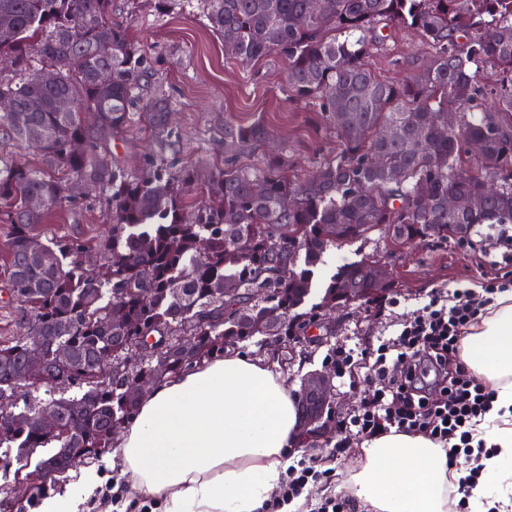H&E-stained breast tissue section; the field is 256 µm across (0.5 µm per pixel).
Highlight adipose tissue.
Returning a JSON list of instances; mask_svg holds the SVG:
<instances>
[{
  "label": "adipose tissue",
  "instance_id": "ef3b65f1",
  "mask_svg": "<svg viewBox=\"0 0 512 512\" xmlns=\"http://www.w3.org/2000/svg\"><path fill=\"white\" fill-rule=\"evenodd\" d=\"M460 361L497 392L477 431L496 451L484 458V481L467 507L512 512V291L498 294L481 316ZM298 429L294 397L281 376L234 352L150 387L117 451L132 487L160 512H260L281 484ZM458 476L442 445L393 432L363 444L344 488L369 512H448V489ZM99 481L97 470L80 469L36 512H78Z\"/></svg>",
  "mask_w": 512,
  "mask_h": 512
}]
</instances>
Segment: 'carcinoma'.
<instances>
[{
  "instance_id": "1",
  "label": "carcinoma",
  "mask_w": 512,
  "mask_h": 512,
  "mask_svg": "<svg viewBox=\"0 0 512 512\" xmlns=\"http://www.w3.org/2000/svg\"><path fill=\"white\" fill-rule=\"evenodd\" d=\"M197 5L240 63L273 54L285 62L287 97L333 121L340 151L306 174L279 157L253 167L233 157L206 173L179 164L168 95L114 0H0V58L11 62L0 96L16 106L0 112V133L35 146L44 166L0 155L3 284L20 330L0 341V468L13 475L0 484V507L27 512L61 488L76 460L108 453L112 428L135 413V386L174 379L253 336L288 345L305 326L298 309L311 268L329 248L379 229L408 246L446 241L457 224H512V124L495 116L512 112V0H155L161 13ZM390 27L433 50L401 83L369 66ZM46 67L53 85L42 80ZM487 68L502 76L490 103L479 85ZM66 96L76 111H56ZM141 122L158 154L131 175L98 162ZM265 136L259 122L224 126L237 155ZM471 142L481 153L469 163ZM48 169L91 185L110 235L90 243L38 231L70 198ZM190 184L202 194L195 206L182 195ZM450 194L469 207L448 211ZM363 278L364 261L339 265L323 299ZM34 331L45 340L35 369L25 341ZM62 387L77 394L56 396ZM29 388L46 398L19 405ZM46 408L57 417L52 431L37 424ZM39 448L50 452L33 465Z\"/></svg>"
}]
</instances>
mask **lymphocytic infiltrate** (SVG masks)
I'll list each match as a JSON object with an SVG mask.
<instances>
[{"mask_svg": "<svg viewBox=\"0 0 512 512\" xmlns=\"http://www.w3.org/2000/svg\"><path fill=\"white\" fill-rule=\"evenodd\" d=\"M512 288L508 277L485 288H457L449 299L432 295L403 320L396 337L367 352L366 394L360 407L341 425L337 448L391 431L421 434L447 449L449 457L471 456L473 465L457 481L460 499L454 512H468L466 494L478 483L487 448H473V436L495 399V393L457 359L461 341L497 293ZM314 459L289 465L280 491L262 512H278L321 480Z\"/></svg>", "mask_w": 512, "mask_h": 512, "instance_id": "lymphocytic-infiltrate-1", "label": "lymphocytic infiltrate"}]
</instances>
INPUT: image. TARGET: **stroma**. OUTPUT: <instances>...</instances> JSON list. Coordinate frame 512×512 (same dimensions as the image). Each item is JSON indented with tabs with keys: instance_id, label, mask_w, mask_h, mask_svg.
Instances as JSON below:
<instances>
[{
	"instance_id": "35a3bbf8",
	"label": "stroma",
	"mask_w": 512,
	"mask_h": 512,
	"mask_svg": "<svg viewBox=\"0 0 512 512\" xmlns=\"http://www.w3.org/2000/svg\"><path fill=\"white\" fill-rule=\"evenodd\" d=\"M130 33L153 59L156 77L172 100L171 121L181 134V159L211 169L229 156L224 126L233 122L262 123L268 139L255 151L239 155V164L258 163L268 153L287 160L290 169L304 173L321 160L335 156L340 148L336 130L316 107L286 95L285 65L277 56L244 67L230 57L223 38L209 26L200 11L160 13L154 0H133L124 10ZM430 59L429 48L418 36L393 30L386 45L374 51L371 66L382 78L398 82L415 75ZM156 151L148 129L129 128L112 142V154L128 171L136 172ZM43 230L54 236L93 241L110 231L104 208L97 200L80 197L54 208ZM512 235V224H484L470 242L426 241L405 250L393 248L384 232L376 231L331 249L314 271V295L328 281L335 267L365 258L384 263L395 282L390 299L397 305L391 313L377 315L374 304L362 301L332 313L317 312L308 327L309 341L285 350L267 336H256L237 344L240 352L261 358L281 375L290 391H298L307 375L327 369V357L339 347L367 352L378 340L391 337L395 324L437 292L465 287H484L504 275L498 236ZM340 437L331 430L312 447L294 448L295 456L311 457L325 477L309 485L300 499L298 512H316L318 503L337 493L348 466L359 455L360 446L345 449L342 458L332 450Z\"/></svg>"
}]
</instances>
